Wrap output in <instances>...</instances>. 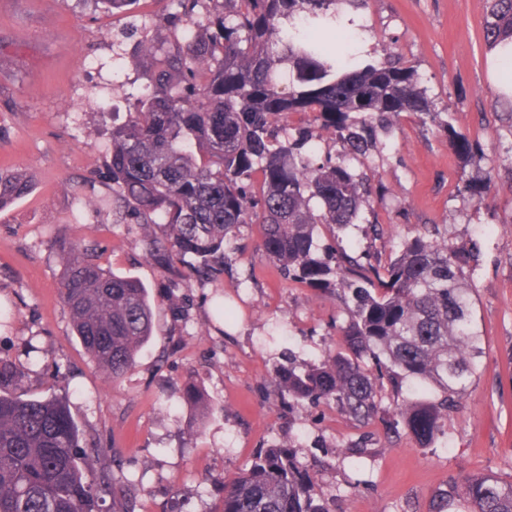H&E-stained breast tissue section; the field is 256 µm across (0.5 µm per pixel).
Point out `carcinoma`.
Masks as SVG:
<instances>
[{
  "label": "carcinoma",
  "instance_id": "carcinoma-1",
  "mask_svg": "<svg viewBox=\"0 0 512 512\" xmlns=\"http://www.w3.org/2000/svg\"><path fill=\"white\" fill-rule=\"evenodd\" d=\"M169 34L142 22L130 56L145 83L128 93L125 120L112 126L105 161L112 223L143 228L144 258L185 280H216L232 264L227 246L256 225L262 255L290 283L336 299V339L309 362L274 369L273 392L289 407L324 408L370 434L409 436L421 448L448 444V424L478 375L484 332L472 280L478 240H457L446 224H425L396 252L375 206L380 136L402 113L436 121L419 74L391 46L366 62L325 35L355 24L340 5L360 0H168ZM486 46L512 43V0H486ZM293 84L283 88L282 70ZM312 113L292 126L293 113ZM463 155L467 133L440 124ZM31 176L0 168V209L27 196ZM491 177L467 186L477 202ZM362 225L363 250L339 233ZM164 228L165 237L153 233ZM60 295L75 336L96 368L117 383L153 333L154 310L137 279L105 270L83 239L61 245ZM22 370L0 357V512H133L125 475L101 448L85 450L80 428L56 398L24 399ZM184 402L200 429L212 412L189 383ZM112 492L105 509L103 494ZM214 512H331L309 466L271 442L224 479ZM425 512H512V482L492 472L449 475Z\"/></svg>",
  "mask_w": 512,
  "mask_h": 512
}]
</instances>
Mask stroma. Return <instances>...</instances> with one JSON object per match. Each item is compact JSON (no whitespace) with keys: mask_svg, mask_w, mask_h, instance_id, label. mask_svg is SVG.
<instances>
[{"mask_svg":"<svg viewBox=\"0 0 512 512\" xmlns=\"http://www.w3.org/2000/svg\"><path fill=\"white\" fill-rule=\"evenodd\" d=\"M167 7L137 0L114 14L95 0H0V167L25 170L34 184L0 210V357L23 367L22 391L61 399L90 444L117 454L138 490L135 512H209L225 477L274 441L298 446L302 463L320 460L315 478L334 512H423L459 471L512 481V164L504 160L512 135L502 126L512 94L501 95L489 75L485 0H364L354 11L369 28L366 48L392 43L478 146L461 155L404 114L379 173L408 220L385 247L421 224L485 242L474 294L486 354L447 446L379 438L362 458L339 455L359 436L351 424L283 412L270 394L285 351L308 361L328 343L333 298L289 286L254 253L256 227L242 228L246 250L218 281L188 287L145 260L140 225L112 221L102 177L112 115L100 102L123 103L137 74L128 68L114 79L113 58L131 52V25L161 19ZM490 171L501 191L488 209L466 187ZM76 238L95 245L102 266L141 280L155 303L153 335L116 384L73 336L58 296L60 246ZM219 293L241 299L226 327L211 324ZM191 381L218 407L199 436L186 429Z\"/></svg>","mask_w":512,"mask_h":512,"instance_id":"1","label":"stroma"}]
</instances>
